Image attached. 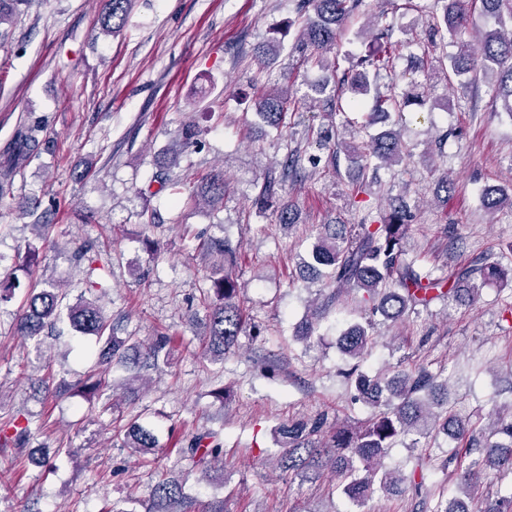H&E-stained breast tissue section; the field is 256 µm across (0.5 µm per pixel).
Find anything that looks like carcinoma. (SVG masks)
Masks as SVG:
<instances>
[{"mask_svg":"<svg viewBox=\"0 0 512 512\" xmlns=\"http://www.w3.org/2000/svg\"><path fill=\"white\" fill-rule=\"evenodd\" d=\"M482 5V15L488 22L477 43L464 40L475 29L472 16L474 2ZM442 4V14L436 16L435 27L457 45V52L448 57V64L441 65L443 77L471 83L478 75H495V93L503 98V107L512 114V0H437ZM32 0H0V44L5 41L3 25L13 22L24 12ZM132 0H106L102 16L103 28L118 32L126 23ZM370 12L366 0H301V13L305 24L297 36L295 50L302 62L324 65L325 56L336 49V42L348 18L359 10ZM390 26L375 28L372 48L357 61L358 69L350 75L351 90L360 95L370 92L367 72H379L391 66L398 50L389 39ZM374 111L388 113L401 109L390 96L375 94ZM289 109V99L281 93H267L257 100V110L271 126H279ZM40 125L30 126L18 133L12 153L15 158H25L36 147V132ZM201 130L193 123L182 125L177 134L176 148L168 156L175 164L178 155L197 143ZM344 154L357 164L358 175L370 168L371 160L387 166L401 163L407 156L400 135L384 131L372 137L363 147L341 141L332 151L331 160ZM283 171L294 178L305 173L304 157L294 150L285 156ZM278 181L268 177L255 198L261 209L277 208L278 222L296 223L292 206L282 202L277 195ZM224 191V176L211 175L202 181L199 193L218 196ZM509 198L496 188H486L482 195L484 208L494 213ZM405 205L389 207L378 224H325L317 244L303 262L308 275L323 277L332 291L325 295L310 317L297 327L300 339L310 338L315 325L327 311L335 306L345 291L362 293L361 303L367 308L365 321L347 325L338 338V348L354 361L346 373L358 401L373 410L372 416L360 426L340 425L331 429L326 418L297 420L279 428L281 447L285 452L279 457V467L303 479L320 477L324 471L342 476L347 483L342 492L356 503L364 502L376 492L405 493L412 491L422 497L427 512H470L466 498L481 474L487 471L512 470V405L501 407L488 427L476 431L469 421L452 413L448 406V382L425 369L398 370L391 376L371 374L360 369L368 349L373 344L374 322L380 315L392 323L401 321L416 307H426L435 299L450 295L455 300L475 288V279L504 283L512 281V268L499 262H489L483 256L466 265L448 269L439 277L424 275L408 259L405 240ZM202 248L220 259L221 265L211 276L205 302V320L208 336L206 352L213 357L239 346V338L248 325L240 302L241 284L235 274L240 259L239 248L218 237H209ZM64 296L56 288L32 287L22 305L17 322V335L29 340L37 339L47 327L60 320L62 309H67L73 328L84 336H94L102 343L100 364H117L125 368L138 367L160 370L168 364L173 337L161 333L145 342L133 334L119 336L93 301L62 306ZM445 433L454 443L448 449L446 465H454L461 496L447 498L431 493L424 476L416 471L406 475L401 470L383 468L382 460L396 440L408 434L424 439ZM123 447L139 454H148L158 447L154 429L136 420L118 426ZM30 429L27 418L13 419L10 430L0 432V445L14 448L18 454L27 451ZM181 453L191 464L209 469L224 461L223 441L213 431H197L181 441ZM153 512H224V501L198 502L184 492L177 480H160L151 490ZM485 512H512V492L499 494L488 501Z\"/></svg>","mask_w":512,"mask_h":512,"instance_id":"carcinoma-1","label":"carcinoma"}]
</instances>
